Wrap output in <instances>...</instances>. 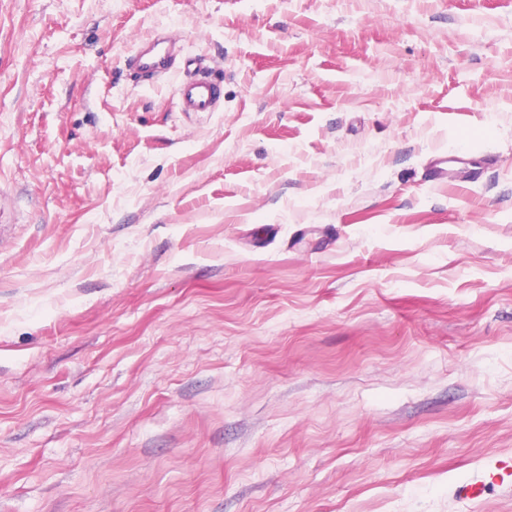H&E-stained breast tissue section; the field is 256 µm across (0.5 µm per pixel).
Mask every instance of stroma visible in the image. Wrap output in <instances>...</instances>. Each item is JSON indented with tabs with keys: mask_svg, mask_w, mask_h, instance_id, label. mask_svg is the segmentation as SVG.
<instances>
[{
	"mask_svg": "<svg viewBox=\"0 0 512 512\" xmlns=\"http://www.w3.org/2000/svg\"><path fill=\"white\" fill-rule=\"evenodd\" d=\"M0 512H512V0H0ZM172 50L166 42L153 40L144 50L136 52L129 58V64L141 75L159 74L170 68ZM174 95L186 112H211L217 97V88L206 77L179 83Z\"/></svg>",
	"mask_w": 512,
	"mask_h": 512,
	"instance_id": "stroma-1",
	"label": "stroma"
}]
</instances>
